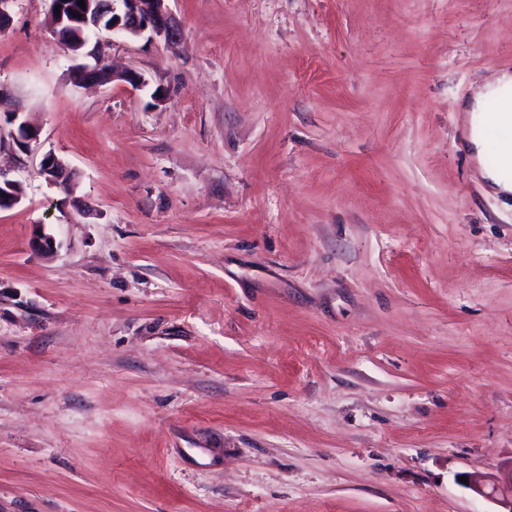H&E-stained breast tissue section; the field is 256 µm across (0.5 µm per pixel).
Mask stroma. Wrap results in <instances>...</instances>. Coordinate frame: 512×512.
<instances>
[{"label":"stroma","mask_w":512,"mask_h":512,"mask_svg":"<svg viewBox=\"0 0 512 512\" xmlns=\"http://www.w3.org/2000/svg\"><path fill=\"white\" fill-rule=\"evenodd\" d=\"M49 6L0 32L41 131L0 122V512H495L512 198L465 106L512 0H167L105 48L142 88L71 83ZM49 161V165H46ZM40 174L52 184H61L71 180V172L67 164L55 153L49 151L42 156L40 161ZM486 178L494 190L504 195L512 194V165L504 163L486 169Z\"/></svg>","instance_id":"1"}]
</instances>
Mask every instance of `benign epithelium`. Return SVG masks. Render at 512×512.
I'll return each instance as SVG.
<instances>
[{
    "label": "benign epithelium",
    "instance_id": "7a95c632",
    "mask_svg": "<svg viewBox=\"0 0 512 512\" xmlns=\"http://www.w3.org/2000/svg\"><path fill=\"white\" fill-rule=\"evenodd\" d=\"M90 2L85 0L86 8L78 9L67 0H51V7H60V15H52L53 24L65 32L77 27H101L102 20L91 13ZM110 9L112 22L106 28L109 33L139 37L150 32L168 40L177 35V26L168 11L166 0H110ZM105 78L107 71L99 65L80 63L70 70V80L76 85ZM6 116L9 122L17 124L16 142L19 147L27 150L39 140V129L19 120V113L8 112ZM40 174L52 184L71 180L67 164L51 151L42 156ZM17 190L18 184L0 172V210L11 208L20 201ZM469 486L478 495L501 504L506 512H512V466L498 474L490 473L474 478L470 480Z\"/></svg>",
    "mask_w": 512,
    "mask_h": 512
}]
</instances>
